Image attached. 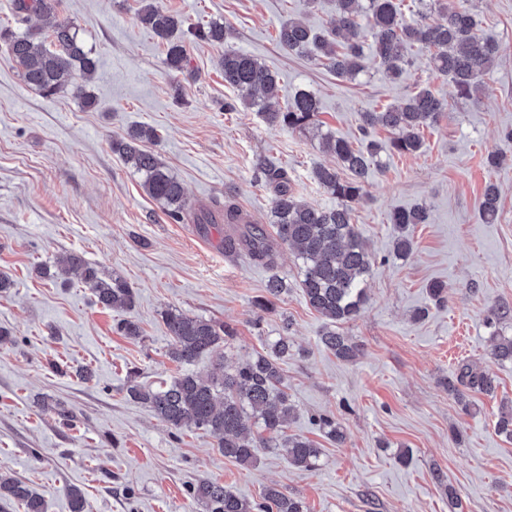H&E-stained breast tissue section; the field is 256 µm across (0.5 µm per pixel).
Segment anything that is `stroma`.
I'll return each mask as SVG.
<instances>
[{"label":"stroma","mask_w":512,"mask_h":512,"mask_svg":"<svg viewBox=\"0 0 512 512\" xmlns=\"http://www.w3.org/2000/svg\"><path fill=\"white\" fill-rule=\"evenodd\" d=\"M158 3L186 28L224 24V45L188 42L187 62L175 70L161 40L137 20L141 0H62L61 18L80 28L97 61L93 77H71L91 95L89 106L29 88L0 40V272L15 282L0 294V327L12 335L0 343V472L41 495L47 512H69L74 485L84 492V512H205L187 494L199 479L251 501L274 483L308 512H512V440L494 428L512 405V363L490 355L493 334L512 336V317L488 321L492 307H512V167L485 165L512 128V0H478L479 31L497 44L498 59L475 106L461 104L422 52H411L399 80L372 64L351 81L279 45L286 20L327 27L336 17L332 0ZM228 49L275 72L282 98L313 91L323 129L356 146L361 113L397 104L418 86L448 104V116L423 129L420 153L390 152L391 133L372 132L386 150L365 200L353 205L375 256L366 304L343 326L362 346L354 360L320 344L324 321L297 285L290 251L280 250L274 268L225 257L224 226L202 236L172 222L112 151L114 135L146 125L157 130L153 149L192 202L230 194L266 221L271 194L255 178L266 158L287 169L301 200L334 206L311 171L336 160L312 131L269 124L252 110L225 111L235 96L220 64ZM491 180L501 197L488 224L478 201ZM421 205L430 221L412 227V253L396 258L388 215ZM66 251L126 279L137 293L132 312L102 308L79 279L63 285L39 276V266ZM274 275L288 291L275 313L258 315L253 302ZM434 281L448 290L440 306L427 293ZM168 311L233 326L235 337L221 348L228 367L289 332L296 353L283 365L294 407L286 431L321 448L318 469L297 468L270 448L242 466L209 434L171 430L129 397V370L152 388L183 371L167 355ZM128 315L140 323V339L117 332ZM463 364L492 377L494 393L470 394L464 404L449 394L446 381ZM321 414L336 420L343 442L314 425Z\"/></svg>","instance_id":"35a3bbf8"}]
</instances>
